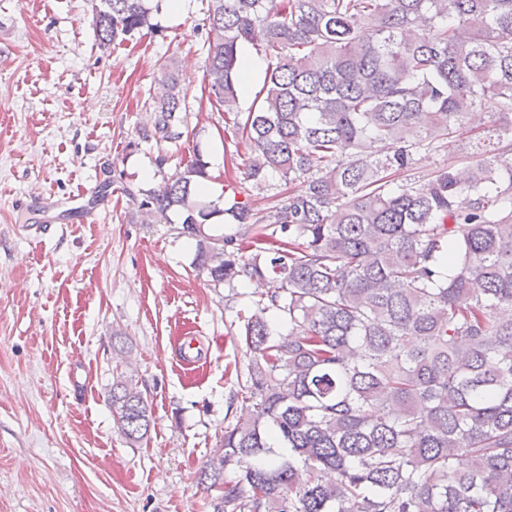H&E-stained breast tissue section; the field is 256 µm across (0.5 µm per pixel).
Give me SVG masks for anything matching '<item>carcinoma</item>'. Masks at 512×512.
Here are the masks:
<instances>
[{"label": "carcinoma", "instance_id": "obj_1", "mask_svg": "<svg viewBox=\"0 0 512 512\" xmlns=\"http://www.w3.org/2000/svg\"><path fill=\"white\" fill-rule=\"evenodd\" d=\"M155 11L98 0L97 47ZM205 26L204 91L247 146L244 180L305 182L222 208L200 199L197 149L159 188L124 189L155 222L180 214L212 282L245 276L259 296L243 323L252 413L198 477L213 512H512V0H208ZM247 47L266 67L244 108ZM159 71L141 138L177 142L187 89L176 63ZM489 98L476 160L393 186ZM221 216L279 239L248 254L211 233ZM109 404L126 440L147 437L122 369ZM270 183L276 184V186H272V187H276L277 189H271V187H268V190L261 192V194H258L257 191L249 192L251 196H248V198L250 197V201L252 203H255V206L264 208L267 206L266 203L270 202V201H267V199H268L267 196L272 195L275 192H281L280 196L278 197V199H279V198H282V197L288 195L289 191L297 192L299 189H302L303 185H304L303 180L300 179V180L294 181L293 183H291L289 185L287 184L285 186L284 182L279 180L278 176H273V180L270 181Z\"/></svg>", "mask_w": 512, "mask_h": 512}]
</instances>
